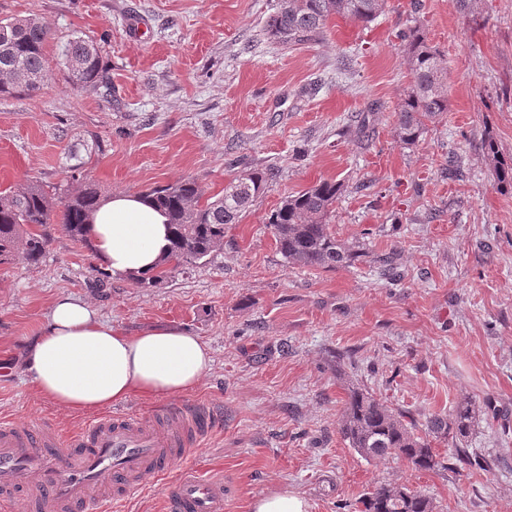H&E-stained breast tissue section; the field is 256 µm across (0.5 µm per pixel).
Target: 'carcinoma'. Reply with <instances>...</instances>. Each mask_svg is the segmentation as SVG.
<instances>
[{
    "mask_svg": "<svg viewBox=\"0 0 512 512\" xmlns=\"http://www.w3.org/2000/svg\"><path fill=\"white\" fill-rule=\"evenodd\" d=\"M385 0H279L267 21L269 40L299 43L320 32L330 18L344 17L368 23L382 11ZM406 43L413 84L403 100L395 124V136L413 146L448 111V88L439 54L428 45L418 27L399 33ZM48 27L36 17L0 22V97L39 93L50 76L46 48ZM58 66L75 88L91 86L103 77L97 44L83 37L67 40L60 50ZM484 153L495 182L512 187V158L501 155L493 138L484 142ZM273 174L244 169L224 186V193L205 197L199 183L186 178L144 193L165 211L172 228V252L153 274L138 279L157 284L177 268L196 263L224 244V225L237 224L255 199L269 187ZM344 191L342 183L320 181L287 197L270 214L267 224L277 248L292 266L336 269L349 266L357 250L330 233L328 218ZM102 202L98 188L84 181L59 196L30 181L0 192V264L20 258L40 264L50 244L47 225L60 224L76 240H85L84 225ZM475 419V404L458 403L449 414H435L416 433L415 419L396 412L369 392L348 390L338 420L339 433L348 446L369 460L395 457L419 471L446 470L448 461L468 455L465 439ZM451 439L453 448L440 455L431 439ZM359 512H434L433 500L400 484H383L358 501Z\"/></svg>",
    "mask_w": 512,
    "mask_h": 512,
    "instance_id": "obj_1",
    "label": "carcinoma"
}]
</instances>
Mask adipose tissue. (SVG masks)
<instances>
[{
    "label": "adipose tissue",
    "mask_w": 512,
    "mask_h": 512,
    "mask_svg": "<svg viewBox=\"0 0 512 512\" xmlns=\"http://www.w3.org/2000/svg\"><path fill=\"white\" fill-rule=\"evenodd\" d=\"M85 235L99 263L119 275L153 273L171 247L167 215L130 192L104 199ZM212 364L208 343L188 330L150 328L130 336L73 296L52 304L24 362L37 396L65 411L89 412L135 395L155 399L190 392Z\"/></svg>",
    "instance_id": "adipose-tissue-1"
}]
</instances>
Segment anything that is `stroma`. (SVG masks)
<instances>
[{"mask_svg": "<svg viewBox=\"0 0 512 512\" xmlns=\"http://www.w3.org/2000/svg\"><path fill=\"white\" fill-rule=\"evenodd\" d=\"M277 4L0 0V20L44 22L50 56L92 39L108 78L75 89L56 71L38 95L0 98V191L76 172L105 198L187 176L210 197L240 167L275 172L223 247L158 285L105 271L58 224L41 264H0V418L87 422L35 396L21 368L53 301L75 296L128 334L174 325L209 344L212 368L184 398L220 417L196 463L223 468L224 512L286 490L340 512L390 482L436 512H512V189L482 148L490 135L512 156V0H386L372 22L335 17L292 47L263 35ZM414 26L441 55L448 110L406 147L394 128L412 71L397 34ZM321 180L343 183L329 227L364 255L289 266L267 219ZM352 384L421 424L474 400L468 445L504 464L365 460L338 432Z\"/></svg>", "mask_w": 512, "mask_h": 512, "instance_id": "obj_1", "label": "stroma"}]
</instances>
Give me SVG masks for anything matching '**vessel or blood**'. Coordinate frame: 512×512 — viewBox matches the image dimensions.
I'll list each match as a JSON object with an SVG mask.
<instances>
[{"mask_svg":"<svg viewBox=\"0 0 512 512\" xmlns=\"http://www.w3.org/2000/svg\"><path fill=\"white\" fill-rule=\"evenodd\" d=\"M217 426L213 411L188 401L101 415L74 434L1 419L0 496L24 497L30 512H86L103 500L117 510L146 478L163 476L165 512H224L223 476L174 470ZM33 467L39 481L30 484Z\"/></svg>","mask_w":512,"mask_h":512,"instance_id":"1","label":"vessel or blood"}]
</instances>
